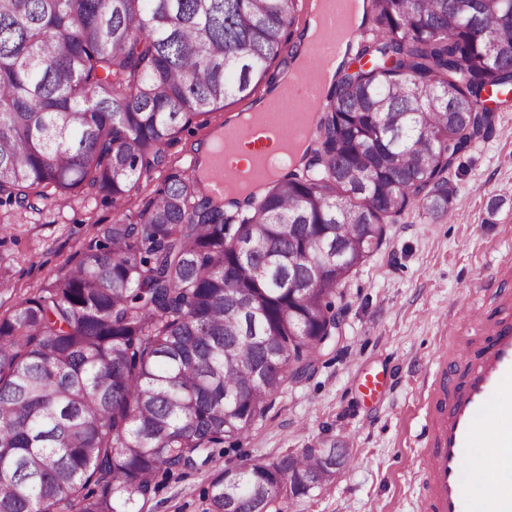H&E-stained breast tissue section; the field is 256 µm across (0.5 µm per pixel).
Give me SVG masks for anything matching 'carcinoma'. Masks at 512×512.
<instances>
[{"mask_svg": "<svg viewBox=\"0 0 512 512\" xmlns=\"http://www.w3.org/2000/svg\"><path fill=\"white\" fill-rule=\"evenodd\" d=\"M305 161L224 207L164 146L293 61L306 0H0V205L96 190L137 208L0 318V512H148L159 478L263 420L336 335L334 298L512 94V0H364ZM305 448L210 483V512H281L333 481ZM306 478L288 486V471Z\"/></svg>", "mask_w": 512, "mask_h": 512, "instance_id": "carcinoma-1", "label": "carcinoma"}]
</instances>
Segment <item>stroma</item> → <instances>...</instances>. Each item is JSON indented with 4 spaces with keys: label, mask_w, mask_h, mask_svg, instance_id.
<instances>
[{
    "label": "stroma",
    "mask_w": 512,
    "mask_h": 512,
    "mask_svg": "<svg viewBox=\"0 0 512 512\" xmlns=\"http://www.w3.org/2000/svg\"><path fill=\"white\" fill-rule=\"evenodd\" d=\"M461 164L451 219L404 214L339 288L341 336L311 378L285 382L265 418L209 467L166 480L154 512H208L210 481L225 468L334 447L350 449V465L285 512H418L420 402L439 345L456 303L483 302L484 286L512 262V107ZM121 214L92 191L33 211L0 205V318L74 266L82 244ZM369 373L386 379L373 401L361 389Z\"/></svg>",
    "instance_id": "obj_1"
}]
</instances>
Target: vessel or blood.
<instances>
[{
    "label": "vessel or blood",
    "instance_id": "b4317fda",
    "mask_svg": "<svg viewBox=\"0 0 512 512\" xmlns=\"http://www.w3.org/2000/svg\"><path fill=\"white\" fill-rule=\"evenodd\" d=\"M344 7L345 0H329L323 34L311 49L316 66L328 63L339 48ZM289 92L298 107L289 126L264 121L226 132L223 154L212 160L216 189L264 169L269 158L294 144L295 126L314 129L323 93L313 74H301ZM251 139L257 143L251 167H228L226 155ZM442 359L422 404L420 512H512V483L499 478L512 469V400L504 394L512 384V298L497 294L470 306L452 326ZM477 448L489 449V456L474 457ZM476 478L484 487L478 499L472 493Z\"/></svg>",
    "mask_w": 512,
    "mask_h": 512
}]
</instances>
